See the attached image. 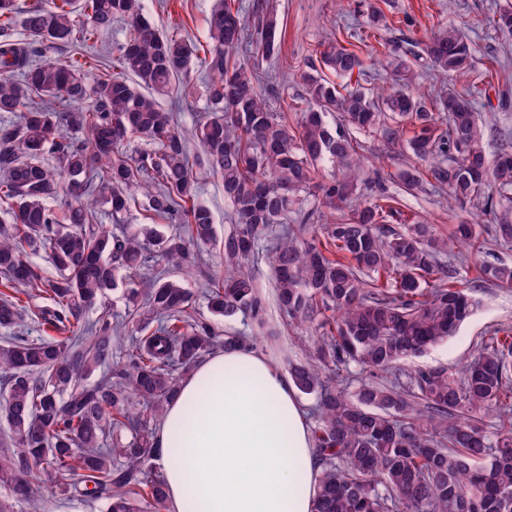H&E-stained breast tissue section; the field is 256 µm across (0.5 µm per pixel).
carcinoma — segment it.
Returning a JSON list of instances; mask_svg holds the SVG:
<instances>
[{
  "instance_id": "1",
  "label": "carcinoma",
  "mask_w": 512,
  "mask_h": 512,
  "mask_svg": "<svg viewBox=\"0 0 512 512\" xmlns=\"http://www.w3.org/2000/svg\"><path fill=\"white\" fill-rule=\"evenodd\" d=\"M75 2L0 0V329L9 331L0 342V414L11 430L0 439V485L12 500L34 508L50 488L89 507L102 501L106 512H160L166 488L151 465L156 422L181 377L216 344L257 345L267 305L250 265L264 253L280 309L317 333L312 357L288 369L297 390L316 399L320 473L311 512H512V329L481 340L459 372L397 377L405 360L453 336L476 307L439 256L459 246L484 253L479 225L461 220L446 239L419 221L393 228L395 199L382 192L315 233L312 209L299 212L301 223H286L323 163L341 171L315 185L323 205L357 195V146L327 114L367 131L389 113L412 121L407 146L429 165L428 180L401 172L404 188L429 183L499 212L495 238L512 243V142L488 158L476 112L481 91L450 88L427 106L408 91L415 73L407 59L392 51L386 65L398 83L378 91L305 75L307 107L291 127L257 91L255 65L238 57L247 36L240 10L218 0L204 59L209 105L185 130L158 98L189 76L196 47L159 30L141 0H82L79 9ZM114 19L127 21L129 33L99 71L87 48ZM491 24L512 30V3ZM255 29L256 54L271 56L276 21L260 16ZM59 45L80 56L47 55ZM422 52L444 74L474 67L470 43L452 25ZM319 65L347 80L361 62L336 41L319 51ZM134 140L144 147L125 150ZM191 140L233 206L224 270L204 294L212 316H239L246 326L224 337L189 311L192 297L179 280L141 276L162 265L190 271L216 241L212 213L198 201ZM138 201L168 230L124 228ZM99 214L115 229L98 223ZM40 251L54 276L30 260ZM479 271L512 286V267ZM121 272L125 310L114 314L106 300ZM29 320L56 335L28 336ZM354 368L368 375L356 386ZM380 373L394 381L373 380ZM493 412L499 424L489 433L483 419ZM114 428L130 438L112 439ZM68 466L82 471L81 482L59 483Z\"/></svg>"
}]
</instances>
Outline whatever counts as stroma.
Wrapping results in <instances>:
<instances>
[{"mask_svg": "<svg viewBox=\"0 0 512 512\" xmlns=\"http://www.w3.org/2000/svg\"><path fill=\"white\" fill-rule=\"evenodd\" d=\"M245 18H252L256 8L276 20L281 29L277 51L261 60L263 80L261 92L271 111L279 113L288 124H296L303 106L308 72L320 44L340 41L362 59L364 69L353 74L352 84L364 89H379L389 80L385 57L401 42L423 48L429 38L447 24H455L471 40L474 67L454 78L433 71L423 57H410L418 73L416 93L432 99L442 89H462L471 85L486 88L485 97L476 105L478 117L485 127L488 155H495L502 140H512V33L489 26L488 19L503 7L506 0H371L389 21L388 27L370 30L366 4L362 0H238ZM145 15L164 31L177 30L197 48L209 43L208 19L215 0H142ZM209 74L204 67H195L188 80L173 86L170 97L163 101L174 112L180 126L191 127L207 110L206 86ZM360 145V178L369 181L381 177L389 195L396 197L402 218L434 225L440 235H448L462 211L461 203L448 195L434 192L409 193L396 179L400 170L417 167L418 161L407 147L405 134L387 139L381 131H354ZM193 175L200 193L199 200L213 216L217 236H224L232 227L233 207L224 196V186L213 176L202 149L190 144ZM489 244L479 259L463 260L454 255H441L444 265L457 268L460 282L476 297L478 306L472 316L447 342L430 347L420 356L407 361L405 370L436 367L459 369L470 360L475 345L494 331L512 328V288H502L481 281L477 261L512 266V245L494 242L492 217L474 216ZM204 267L184 273L174 271L194 296L198 315H207L203 297L206 274L221 266V246L206 248ZM256 283L267 302L268 322L265 336L258 343L260 352L279 366L304 357L313 342L310 330L290 326L275 302V276L266 258L252 265Z\"/></svg>", "mask_w": 512, "mask_h": 512, "instance_id": "obj_1", "label": "stroma"}]
</instances>
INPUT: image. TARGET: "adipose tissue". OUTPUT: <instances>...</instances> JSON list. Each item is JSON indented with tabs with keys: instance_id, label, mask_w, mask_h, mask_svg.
Wrapping results in <instances>:
<instances>
[{
	"instance_id": "obj_1",
	"label": "adipose tissue",
	"mask_w": 512,
	"mask_h": 512,
	"mask_svg": "<svg viewBox=\"0 0 512 512\" xmlns=\"http://www.w3.org/2000/svg\"><path fill=\"white\" fill-rule=\"evenodd\" d=\"M198 409L170 450L184 409ZM169 512H311L314 447L298 391L259 351L227 347L181 381L156 435Z\"/></svg>"
}]
</instances>
